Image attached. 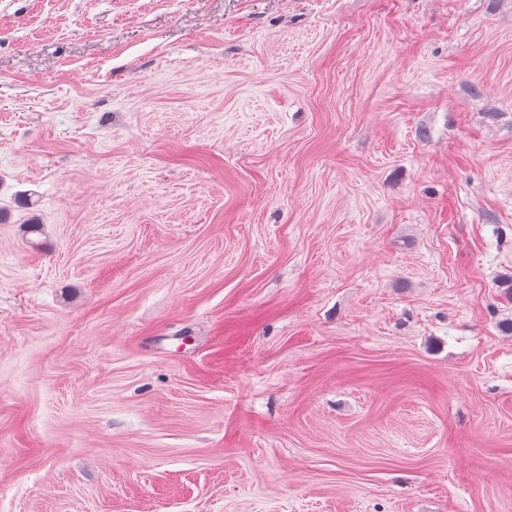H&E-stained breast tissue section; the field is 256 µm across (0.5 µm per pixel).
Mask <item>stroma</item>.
Returning <instances> with one entry per match:
<instances>
[{"mask_svg": "<svg viewBox=\"0 0 512 512\" xmlns=\"http://www.w3.org/2000/svg\"><path fill=\"white\" fill-rule=\"evenodd\" d=\"M511 321L512 0H0V512H512Z\"/></svg>", "mask_w": 512, "mask_h": 512, "instance_id": "stroma-1", "label": "stroma"}]
</instances>
